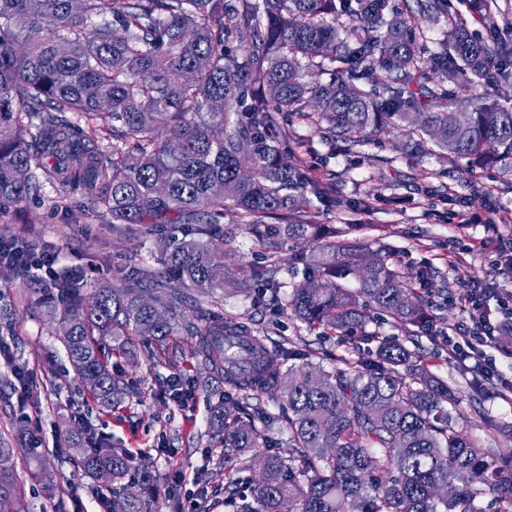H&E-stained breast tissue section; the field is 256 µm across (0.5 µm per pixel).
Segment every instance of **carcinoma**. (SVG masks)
I'll return each mask as SVG.
<instances>
[{"instance_id":"obj_1","label":"carcinoma","mask_w":512,"mask_h":512,"mask_svg":"<svg viewBox=\"0 0 512 512\" xmlns=\"http://www.w3.org/2000/svg\"><path fill=\"white\" fill-rule=\"evenodd\" d=\"M494 9L495 0L468 17L449 15L448 0H82L79 9L0 0V209L35 200L45 181L144 237L160 224L194 225L196 237L174 246L155 239L161 268L122 271L119 288L104 281L84 293L57 281L55 315L69 361L104 407L124 387L102 339L132 357L137 336L197 337L195 359L229 385L212 410L224 466L262 471L249 491L224 499L229 512H485L486 499L493 512H512V447L468 436L452 414L462 395L432 374L427 353L364 334L375 348L327 371L316 352L269 345L216 312L224 250L215 240L230 215L272 248L282 235L314 244L285 300L267 266L239 281L240 292L257 285L269 295L271 315L342 341L374 310L408 336L430 331L427 295L443 291L405 283L389 251L338 242L310 220L313 200L342 201L273 130L277 115L308 108L349 147L399 129L410 160L438 153L511 172L512 107L474 92L509 76L493 63L507 51L470 32ZM440 20L448 32L429 48L422 24ZM314 70L325 80H310ZM449 80L472 92L471 111L453 107ZM428 82L435 89L421 100L413 86ZM276 216L288 223H266ZM350 274L356 292L341 282ZM241 392L278 395L288 454L271 449V416ZM132 462L123 448L83 449L86 475L112 472L107 512H144L155 478L142 468L137 491L121 487ZM16 502L14 449L0 447V512Z\"/></svg>"}]
</instances>
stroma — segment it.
I'll return each mask as SVG.
<instances>
[{
    "label": "stroma",
    "instance_id": "obj_1",
    "mask_svg": "<svg viewBox=\"0 0 512 512\" xmlns=\"http://www.w3.org/2000/svg\"><path fill=\"white\" fill-rule=\"evenodd\" d=\"M277 137L286 149L303 142L312 177L345 202L341 208H320L315 223L342 230L346 241L391 247L401 275L412 285L426 277L447 283L453 298L433 308L432 334L422 343L433 357V372L467 392L471 374L443 338L448 330L470 325L471 309L463 296L472 283L494 287L485 305L496 317L499 294L512 292V264L504 261L500 247L475 249L486 236L488 220L498 222L504 238L512 239V172L499 167L473 171L437 155L407 160L397 149L402 135L396 129L348 151L325 128L284 114ZM62 195L59 185H44L20 221L13 210L0 211V237L32 240L58 252L65 266L80 273V286L87 290L134 263L158 268L151 240L111 226L77 196L71 204L83 216L71 221L57 205ZM311 253L309 242L285 237L276 248L266 247L247 225L237 224L224 239V276L239 280L251 264L268 265L286 294L301 281ZM54 294L36 276L0 275V306L10 309L8 318L0 319L8 352L0 357V442L15 446L26 427L43 440L40 460L19 450L15 454L22 512H75L79 507L105 512L111 484L86 476L78 462V449L90 431L101 445L126 449L136 467L152 471L149 512H187L193 502L201 512H226L229 481L246 482L253 473L224 467V434L210 417L225 384L197 365L195 337L178 333L139 347L136 359L112 357L125 395L106 408L82 386L67 358L53 317ZM222 312L247 319L271 341L320 351L327 369L337 366L348 345L361 342L356 335L347 342L320 335L286 314L270 316L252 293L225 295ZM15 365L33 369L35 394L14 379ZM457 413L472 438L489 448L505 445L504 437L489 435L485 426L489 418L512 424V398H500L495 384H488L480 398L463 400Z\"/></svg>",
    "mask_w": 512,
    "mask_h": 512
}]
</instances>
